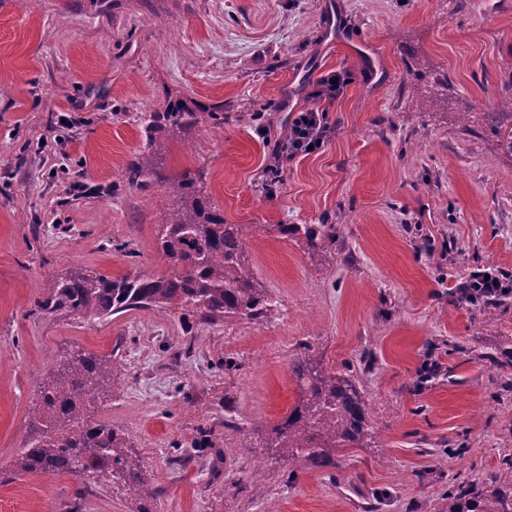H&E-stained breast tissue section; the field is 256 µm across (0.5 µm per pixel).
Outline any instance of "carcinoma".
<instances>
[{
  "label": "carcinoma",
  "instance_id": "obj_1",
  "mask_svg": "<svg viewBox=\"0 0 512 512\" xmlns=\"http://www.w3.org/2000/svg\"><path fill=\"white\" fill-rule=\"evenodd\" d=\"M206 118L216 126L224 123V113L199 106L170 103L165 111L150 113L145 150L125 171L128 185L143 190L166 180L154 146L190 134ZM169 183L173 207L168 222L158 229L169 274L110 277L80 268L53 281L48 297L39 302L44 314L100 320L135 309L179 310L182 320L192 319L197 326L263 317L269 299L246 260L248 225L224 223L202 180L190 172ZM278 231L319 250L324 240L335 237L336 225L280 224ZM289 370L297 382L299 401L273 428L270 447L283 449L290 461L302 458L313 466H330L332 449L361 448L373 440L364 396L351 376L328 373L306 356L292 360ZM119 384L121 372L111 360L80 352L64 362L42 390V405L34 417L33 434L18 457V469L64 473L80 467L119 478L131 492L146 494L126 453L127 433L108 421H84V412L96 404L101 392ZM446 512H512V493L495 480L477 493L450 490Z\"/></svg>",
  "mask_w": 512,
  "mask_h": 512
}]
</instances>
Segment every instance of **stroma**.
I'll return each instance as SVG.
<instances>
[{"instance_id": "1", "label": "stroma", "mask_w": 512, "mask_h": 512, "mask_svg": "<svg viewBox=\"0 0 512 512\" xmlns=\"http://www.w3.org/2000/svg\"><path fill=\"white\" fill-rule=\"evenodd\" d=\"M332 73L347 84L317 98ZM510 99L512 0H0V512H444L448 490L486 487L512 458V296L487 308L458 287L512 272V121L483 119ZM177 100L223 126L162 142L164 182L131 188L145 116ZM311 108L328 137L264 189ZM186 171L250 225L265 318L38 311L81 267L168 273L157 233ZM282 224L335 225L336 246ZM77 349L121 363L88 414L129 434L145 496L15 468ZM304 352L354 375L377 431L332 466L266 445Z\"/></svg>"}]
</instances>
